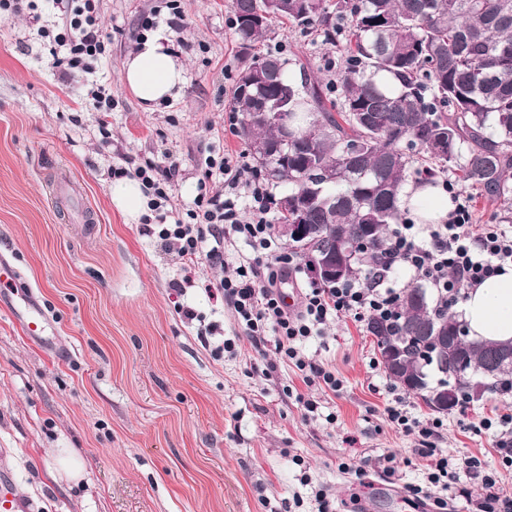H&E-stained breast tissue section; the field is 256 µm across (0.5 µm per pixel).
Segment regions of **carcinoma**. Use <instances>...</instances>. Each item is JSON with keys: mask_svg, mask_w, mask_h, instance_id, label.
I'll list each match as a JSON object with an SVG mask.
<instances>
[{"mask_svg": "<svg viewBox=\"0 0 512 512\" xmlns=\"http://www.w3.org/2000/svg\"><path fill=\"white\" fill-rule=\"evenodd\" d=\"M232 7L236 38L250 56L231 100L238 136L251 154L258 141L275 144L278 128L262 113H288V155L275 167H256L286 189L307 223L320 226L316 245L295 247L305 264L342 237L366 245L336 284L371 273L390 225L402 220L398 197L412 170L455 171L479 197L512 203V0H233ZM283 21L329 44L350 37L336 81L308 79L311 62L298 58V84L279 53L257 50ZM258 65L261 75L249 86L245 79ZM379 75L397 87L378 84ZM346 146L356 155L346 157ZM399 306L397 319L373 318L367 331L379 351L402 349L401 370L389 377L428 408L444 386L456 407L472 401L473 387L487 394L512 384L500 371L496 342L473 339L443 362L418 358L408 326L442 324L451 333L458 320L420 285L406 289ZM462 362L471 371L457 383L451 365Z\"/></svg>", "mask_w": 512, "mask_h": 512, "instance_id": "cac0c4a2", "label": "carcinoma"}]
</instances>
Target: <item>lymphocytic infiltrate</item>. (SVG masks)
I'll return each mask as SVG.
<instances>
[{"label": "lymphocytic infiltrate", "instance_id": "f902f5d3", "mask_svg": "<svg viewBox=\"0 0 512 512\" xmlns=\"http://www.w3.org/2000/svg\"><path fill=\"white\" fill-rule=\"evenodd\" d=\"M44 8L59 17L62 28L40 27L38 34L48 46V64L64 71L94 74L107 56L109 37L100 29L101 0H43ZM240 157L222 154L210 162L209 175L222 177L223 193H210L199 182L192 209L185 218L172 219L171 191L179 172L177 161L167 166L136 167L134 178L141 181L150 197V213L143 231L157 235L164 246L175 249L183 269L192 273L202 265L220 266L224 253L238 242L249 246L240 255L233 276L217 282L205 281L206 292L220 294L231 308L244 335L255 349L273 344L283 360L298 371L303 383L339 392L342 380L334 368L318 355L306 354L304 343L323 335L325 327L339 318L363 322L372 317L392 318L402 294L394 285L395 269L406 270L410 282H426L436 292L441 306L457 299L460 291L472 288L512 266V232L496 224H472L467 201H458L445 223L421 231L416 224H396L390 229L384 248V262L369 278L333 288L309 287L298 312H289L277 283L297 262L293 255L275 250L271 194L267 185L248 177ZM248 200L250 219L242 221L239 203ZM384 408L386 421L398 431L416 436L419 456L428 459L426 486L407 484L414 495L434 500L440 507L462 497L467 512H512V496L504 494L495 470L474 455L452 458L443 455L436 443L443 437L444 422L426 416L396 385H389ZM457 423L477 437H493L503 466L512 467V413L469 414L460 405ZM476 479L481 492L467 497L461 475Z\"/></svg>", "mask_w": 512, "mask_h": 512}]
</instances>
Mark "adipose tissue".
Here are the masks:
<instances>
[{
    "label": "adipose tissue",
    "mask_w": 512,
    "mask_h": 512,
    "mask_svg": "<svg viewBox=\"0 0 512 512\" xmlns=\"http://www.w3.org/2000/svg\"><path fill=\"white\" fill-rule=\"evenodd\" d=\"M121 80L144 106L175 98L185 83L183 64L159 32L143 42L123 62ZM401 205L435 224L447 218L452 201L441 189L410 185L401 192ZM461 319L470 335L479 341L512 340V266L467 289L461 304Z\"/></svg>",
    "instance_id": "ef3b65f1"
}]
</instances>
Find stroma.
Returning <instances> with one entry per match:
<instances>
[{
  "label": "stroma",
  "instance_id": "35a3bbf8",
  "mask_svg": "<svg viewBox=\"0 0 512 512\" xmlns=\"http://www.w3.org/2000/svg\"><path fill=\"white\" fill-rule=\"evenodd\" d=\"M159 4L101 0L112 44L95 78L118 102L106 140L86 103L85 75H62L41 60L37 30L56 17L26 9L0 19V255L54 325L44 343L22 336L15 313L24 304L14 286H0V472L12 479L9 493L35 512H312L311 488L322 485L336 512H439L403 488L425 483L427 461L414 452L416 438L383 419L385 382L369 372L378 351L365 324L343 318L325 339L307 342L343 388L306 387L274 350L258 355L241 338L228 307L178 287V254L113 207V169L173 155L180 169L171 205L183 213L209 159L246 150L229 110L248 63L232 0H181L178 30L159 16L185 65L176 98L149 109L121 82L140 17ZM265 46L310 58L325 82L345 65L342 49L286 24ZM189 307L195 320L183 315ZM225 339L235 354L217 353ZM292 388L318 401L316 418L304 419ZM456 417L443 414L440 448L498 467L492 441L463 432ZM55 448L83 456L79 484L47 477ZM382 454L395 456L403 482L377 468L358 479L339 468ZM299 458L311 486L298 479Z\"/></svg>",
  "mask_w": 512,
  "mask_h": 512
}]
</instances>
